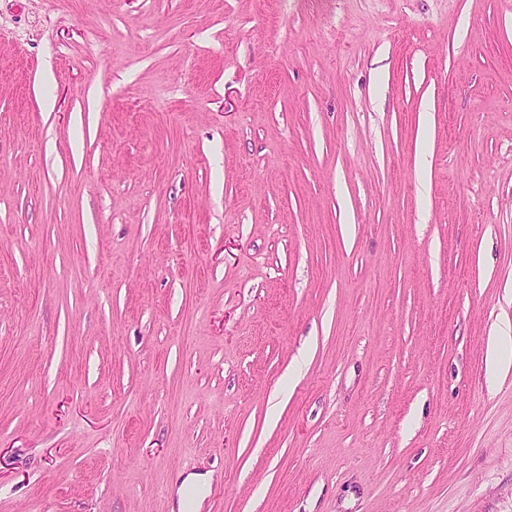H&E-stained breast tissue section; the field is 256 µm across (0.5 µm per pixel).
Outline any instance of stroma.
Wrapping results in <instances>:
<instances>
[{
  "instance_id": "obj_1",
  "label": "stroma",
  "mask_w": 512,
  "mask_h": 512,
  "mask_svg": "<svg viewBox=\"0 0 512 512\" xmlns=\"http://www.w3.org/2000/svg\"><path fill=\"white\" fill-rule=\"evenodd\" d=\"M509 326L512 0H0V512H512Z\"/></svg>"
}]
</instances>
